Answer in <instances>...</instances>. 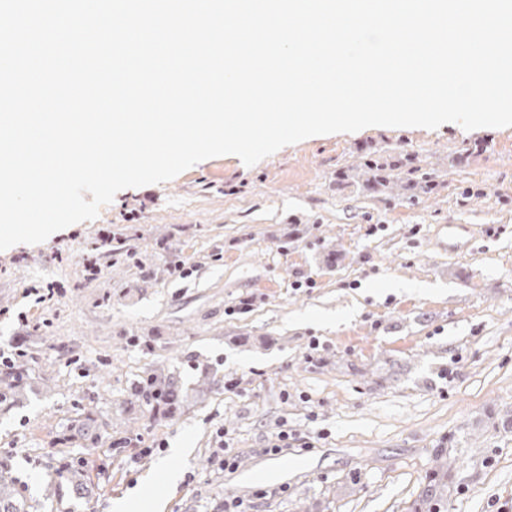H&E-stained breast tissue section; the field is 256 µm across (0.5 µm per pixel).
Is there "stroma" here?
I'll use <instances>...</instances> for the list:
<instances>
[{
  "label": "stroma",
  "mask_w": 512,
  "mask_h": 512,
  "mask_svg": "<svg viewBox=\"0 0 512 512\" xmlns=\"http://www.w3.org/2000/svg\"><path fill=\"white\" fill-rule=\"evenodd\" d=\"M399 154L432 191L371 182L367 162ZM448 224L477 225L467 252L441 248ZM103 228L89 282L80 255ZM51 281V303L24 297ZM1 349L40 378L0 406V469L36 503L73 460L99 485L46 512L130 495L135 512H512V127H369L121 190L0 251ZM154 370L178 381L174 414L126 402ZM89 412L96 445L66 438Z\"/></svg>",
  "instance_id": "1"
}]
</instances>
